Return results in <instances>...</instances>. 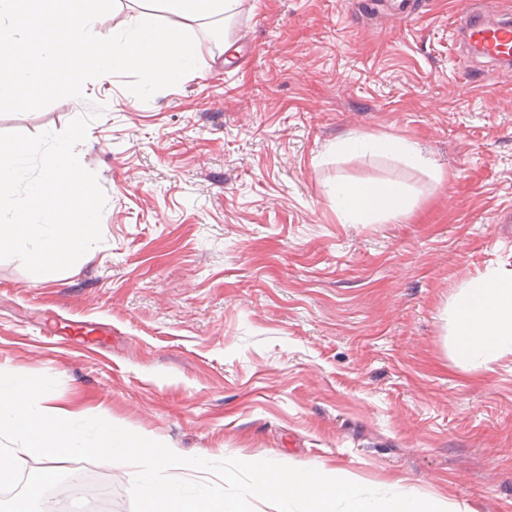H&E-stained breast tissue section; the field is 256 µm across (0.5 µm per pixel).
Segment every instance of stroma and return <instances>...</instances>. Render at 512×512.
<instances>
[{
  "mask_svg": "<svg viewBox=\"0 0 512 512\" xmlns=\"http://www.w3.org/2000/svg\"><path fill=\"white\" fill-rule=\"evenodd\" d=\"M241 0L198 30L182 83L127 77L0 115L60 132L106 194L103 240L35 275L0 260V372L185 457L322 464L460 512H512V355L452 357L448 307L512 254V74L453 63L473 0ZM100 115H93L94 106ZM419 148L412 166L350 149ZM340 181H393L411 213L339 219ZM131 512L133 466L70 461ZM350 146L352 148H370L384 155L400 157L409 164L423 163V159L416 152L414 145L401 137H361L351 141Z\"/></svg>",
  "mask_w": 512,
  "mask_h": 512,
  "instance_id": "stroma-1",
  "label": "stroma"
}]
</instances>
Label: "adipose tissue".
<instances>
[{
    "mask_svg": "<svg viewBox=\"0 0 512 512\" xmlns=\"http://www.w3.org/2000/svg\"><path fill=\"white\" fill-rule=\"evenodd\" d=\"M331 194L343 219L377 223L381 215L410 213L413 203L399 185L340 182ZM455 353L460 363L489 368L512 354V264L501 263L477 279L451 307Z\"/></svg>",
    "mask_w": 512,
    "mask_h": 512,
    "instance_id": "ef3b65f1",
    "label": "adipose tissue"
}]
</instances>
